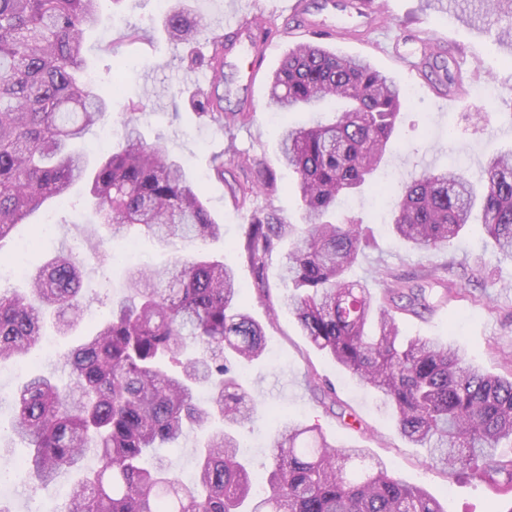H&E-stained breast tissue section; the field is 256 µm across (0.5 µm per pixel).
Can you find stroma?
Returning a JSON list of instances; mask_svg holds the SVG:
<instances>
[{
    "mask_svg": "<svg viewBox=\"0 0 512 512\" xmlns=\"http://www.w3.org/2000/svg\"><path fill=\"white\" fill-rule=\"evenodd\" d=\"M182 2L201 19L194 42L169 40L165 12L156 0H105L101 24L86 42L87 56L92 74L106 93L112 90L114 61L131 63L122 92L113 95L108 123L119 126L136 119L147 143L163 144L188 175L200 179L207 205L223 227L221 236L205 242L204 249L234 267L243 303L264 329L265 353L246 369L256 402L254 421L240 434L247 456L254 466L264 464L279 416H289L318 425L339 443L362 445L369 459L385 461L404 481L428 490L446 512H506L511 503L477 478L426 465L423 450L398 434L378 397L349 381L331 357L302 335L283 307L292 291L282 275L283 252H275L258 276L235 248L252 212L266 204L261 195L243 205L233 198L227 179L239 174L238 157L257 158L274 171V205L289 221L300 220L292 192L294 178L279 161L281 128L272 117L267 95L270 74L301 40L288 11L289 0ZM456 2V7L437 9L431 0H374L369 22L329 14L325 23L338 29V36L311 38L312 43L330 50L366 58L410 89L392 146L375 174L387 196L396 195L401 182L429 167L454 166L478 177L487 155L512 149V51L499 40L501 32L512 30V12L486 10L481 0ZM235 11L247 12L249 20L273 31L265 69L251 86L244 81L250 58L246 48L225 59L219 83L211 81L212 39L223 34L225 15ZM132 28L137 31L133 38L127 35ZM425 38L451 50L450 69L462 72L468 81L455 105L434 93L435 85L443 81L442 72L425 73L418 68ZM211 85L223 96L225 111L242 110L250 115L249 123L235 128L234 143H227L223 133L192 107L197 89ZM217 154L224 157L220 174L211 168ZM72 194L75 206L59 209L50 205L35 216V224L51 225L50 235L35 238L31 225H18L16 235L27 243L26 273L20 276L9 267H0L1 293L23 290L28 275L59 253L88 251L93 230L81 202L83 187H75ZM340 210L371 229L373 245L356 266L357 276L370 278L377 270L388 269L413 277L425 269L482 264L481 273L467 283L461 298L419 317L398 315L400 334L441 339L460 348L468 364L503 377L512 375L504 365L505 359H512L511 261L498 259L491 245L477 234L464 235L429 254L414 251L390 233L377 200L367 191L345 199ZM124 282L123 267L89 261L83 276L86 304L77 328L65 336H52V355L42 354L36 363L23 362L0 372V471L16 486L15 494L5 499L12 512H67L69 488L77 475L65 472L52 483L30 490L24 473L13 464L25 455L26 448L9 428L8 398L34 369L53 371L81 337L93 333L110 316L112 301L123 293ZM312 373L332 389L335 409L325 408L309 388L307 378Z\"/></svg>",
    "mask_w": 512,
    "mask_h": 512,
    "instance_id": "obj_1",
    "label": "stroma"
}]
</instances>
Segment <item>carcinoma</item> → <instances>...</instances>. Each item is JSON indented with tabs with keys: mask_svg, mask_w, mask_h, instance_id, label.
<instances>
[{
	"mask_svg": "<svg viewBox=\"0 0 512 512\" xmlns=\"http://www.w3.org/2000/svg\"><path fill=\"white\" fill-rule=\"evenodd\" d=\"M101 0H0V253L16 225L48 202L69 203L85 183L96 225L92 255L133 226L167 247L204 242L221 225L191 180L134 123L117 145L92 158L86 135L112 114V97L89 78L83 43L99 23ZM199 21L174 4L169 38H194ZM279 112L344 108L331 122L285 126L283 164L295 174L301 221L273 203L244 225L243 261L260 274L288 244L284 274L297 293L284 301L302 334L358 383L381 395L401 436L426 462L476 478L512 497V378L465 363L437 338H403L396 313L421 315L461 288L429 273L416 284L349 272L371 245L363 222L336 212L337 200L363 189L381 166L407 100L393 77L365 59L299 43L269 82ZM204 116L226 134L224 113L203 95ZM276 177L262 162L236 181L242 199L267 194ZM479 220L498 258L512 261V151L488 157L474 180L459 168L426 169L397 192L391 228L417 251L445 247ZM83 260L60 254L30 282V293H0V365L36 349L47 319L73 327L83 312ZM380 284V292L373 285ZM112 314L66 356L67 384L34 374L11 395V431L25 441L27 477L46 484L93 451L98 467L70 490L69 512H444L421 487L386 463L365 464L366 450L327 439L314 425L288 420L261 474L239 456L237 434L251 422L252 397L239 364L264 353V329L239 305L235 271L204 253L162 269L135 266ZM191 431L203 435L195 483L188 487L154 448Z\"/></svg>",
	"mask_w": 512,
	"mask_h": 512,
	"instance_id": "1",
	"label": "carcinoma"
}]
</instances>
